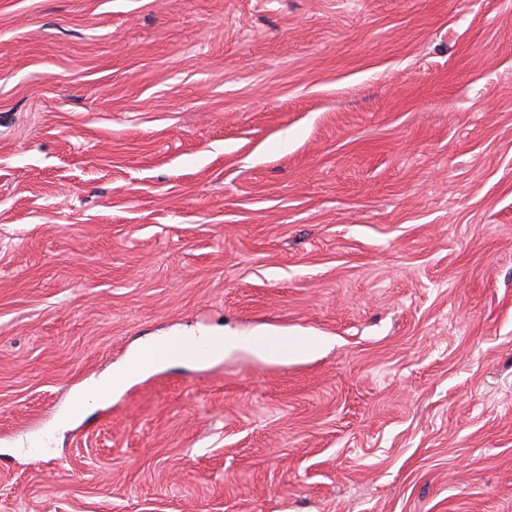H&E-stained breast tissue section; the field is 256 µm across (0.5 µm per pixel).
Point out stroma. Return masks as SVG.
<instances>
[{
    "instance_id": "obj_1",
    "label": "stroma",
    "mask_w": 512,
    "mask_h": 512,
    "mask_svg": "<svg viewBox=\"0 0 512 512\" xmlns=\"http://www.w3.org/2000/svg\"><path fill=\"white\" fill-rule=\"evenodd\" d=\"M0 512H512V0H0ZM271 334H258L256 336H237L228 334H213L208 336H194L192 334L167 336L157 342L150 343L137 350L129 358L124 368L112 372V375L102 377L95 381L87 394H80L76 398V404L81 410L89 407V401L101 402L112 395L114 390L123 387L128 379L139 373H145L161 365H174L184 362L196 361L187 358L183 354L184 348L189 344L210 342L211 359L217 360L224 356L226 350L245 348L251 351L262 361L288 360L287 352H276L277 350L289 349L294 340L291 338L275 337ZM271 339V341H270ZM270 341V345H269Z\"/></svg>"
}]
</instances>
